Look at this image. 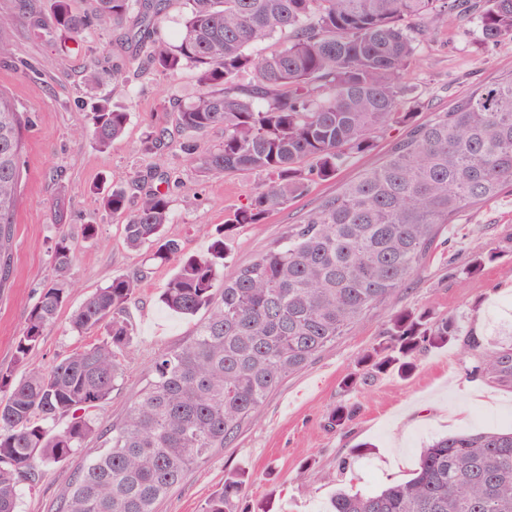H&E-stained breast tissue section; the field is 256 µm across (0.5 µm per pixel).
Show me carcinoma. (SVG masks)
<instances>
[{
    "label": "carcinoma",
    "instance_id": "1",
    "mask_svg": "<svg viewBox=\"0 0 512 512\" xmlns=\"http://www.w3.org/2000/svg\"><path fill=\"white\" fill-rule=\"evenodd\" d=\"M167 0H95L93 17L71 0L50 13L0 14V33L17 24L76 38L93 22L123 28L141 6L139 42L162 21ZM175 44H160L147 65L198 71L199 95L177 112L184 132L224 128V140L198 157L206 174L248 171L261 177L250 203L226 227L259 224L332 178L376 134L406 128L384 159L324 198L267 250L224 278L226 244L184 255L166 236L170 198L158 188L127 207L126 191L102 198L125 216L124 242L175 264L161 302L171 312L204 311L186 343L158 353L124 414L103 426L98 411L119 389L135 328L126 305L140 278L123 275L96 289L76 309L70 328L100 333L47 370L28 368L67 303L59 283L43 288L17 337L13 363L0 368V512H17L18 489L40 484L48 468L93 438L99 453L72 473L55 512H156L160 500L214 452L231 447L284 379L309 366L418 274L437 239L457 216L512 192V73L478 87L424 122L403 111V72L427 28L452 15L475 16L482 42L512 40V0H183ZM279 50L257 59L251 45L274 37ZM129 113L103 98L88 114L96 144L108 148ZM31 113L0 91V288L12 274V228L20 196L23 133ZM498 251L473 255L460 269L479 274ZM57 277L73 266L69 239L52 249ZM383 339L361 351L364 378L415 370V354L450 343L474 358L471 374L512 390V344L484 345L452 316L394 309ZM21 376H16V371ZM355 409L339 404L326 426L341 430ZM250 475L231 470L201 512H237ZM333 512H512V431L458 432L431 441L403 481L376 492H340Z\"/></svg>",
    "mask_w": 512,
    "mask_h": 512
}]
</instances>
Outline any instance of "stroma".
<instances>
[{
    "instance_id": "35a3bbf8",
    "label": "stroma",
    "mask_w": 512,
    "mask_h": 512,
    "mask_svg": "<svg viewBox=\"0 0 512 512\" xmlns=\"http://www.w3.org/2000/svg\"><path fill=\"white\" fill-rule=\"evenodd\" d=\"M0 38L10 53L0 60V90L30 109L33 120L24 133L13 273L0 288V367L12 364L14 342L29 309L44 286L57 280L51 246L59 235L70 237L76 257L64 283L68 301L31 353L30 367L50 368L72 350L93 343V336L72 332V313L113 277L142 274L139 292L126 306V317L136 328L132 353L123 384L99 413L105 425L140 389L156 354L183 343L196 320L175 315L161 303L175 272L173 264L147 260L144 252L127 248L123 220L105 213L103 194L123 188L134 205L142 179L152 178L170 195L167 236L192 255L223 234L227 220L254 194L259 177L247 171L207 176L180 151L188 135L178 130L176 113L199 91L195 68L145 70L143 51L119 43L117 31L106 24H93L75 40L34 33L23 25ZM90 69L99 75L97 84L84 81ZM510 72L512 40L482 43L476 20L452 16L426 33L404 81L415 90L413 110L423 121L450 109L478 85ZM103 97L129 114L123 136L106 150L80 133L91 103ZM159 129L169 132L165 144L145 150L146 138ZM404 132V127H392L375 138L371 150L353 155L334 177L314 181L305 196L270 213L263 223L238 228L227 240L225 276L268 249L288 225L344 183L378 165ZM62 188L68 213L65 223L58 224L53 203ZM86 224L101 225V237L85 239ZM446 236V243L399 290L398 307L428 308L434 316L454 317L463 329L479 328L489 344L512 340V195L461 213ZM493 248L500 249V256L479 275L461 274L472 255ZM387 314V308L377 309L312 365L284 380L233 447L191 472L157 512H199L203 500L222 486L225 472L234 468L251 476L240 512H329L338 491H377L407 479L421 449L434 438L512 429V392L469 377L474 360L454 344L418 352L417 368L410 375H378L343 391L341 382L354 372L357 353L378 340ZM341 403L354 405L356 413L343 430H329L326 416ZM97 448L96 441H89L63 465L51 468L35 489H22L19 512H51L70 474Z\"/></svg>"
}]
</instances>
